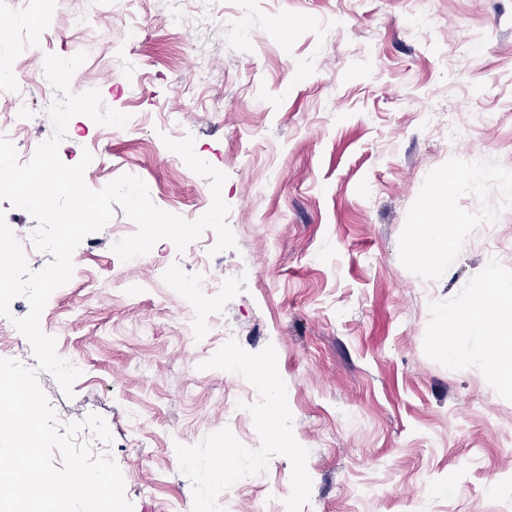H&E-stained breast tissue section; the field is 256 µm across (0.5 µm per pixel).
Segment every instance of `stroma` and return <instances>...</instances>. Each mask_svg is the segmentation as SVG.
<instances>
[{
	"instance_id": "35a3bbf8",
	"label": "stroma",
	"mask_w": 512,
	"mask_h": 512,
	"mask_svg": "<svg viewBox=\"0 0 512 512\" xmlns=\"http://www.w3.org/2000/svg\"><path fill=\"white\" fill-rule=\"evenodd\" d=\"M22 22L40 32L14 62L24 116L0 97L18 154L53 134L38 75L62 48L87 54L82 90L133 118L67 129L60 159L90 152L89 188L131 174L158 208L200 217L209 181L164 144L189 134L227 175L236 249L212 253L208 230L125 262L112 246L133 222L116 210L40 317L81 375L69 395L49 373L39 384L58 421L104 419L133 512H192L177 445L227 428L259 446L239 406L257 391L204 366L228 325L245 351L276 350L309 452L302 512H512V370L486 363L477 332L455 360L435 349L478 290L512 279V0H213L206 14L135 0L95 15L52 0L45 19L0 0V47ZM444 197L461 246L426 266L412 246ZM175 272L229 285L187 295ZM291 473L273 456L218 502L283 512Z\"/></svg>"
}]
</instances>
